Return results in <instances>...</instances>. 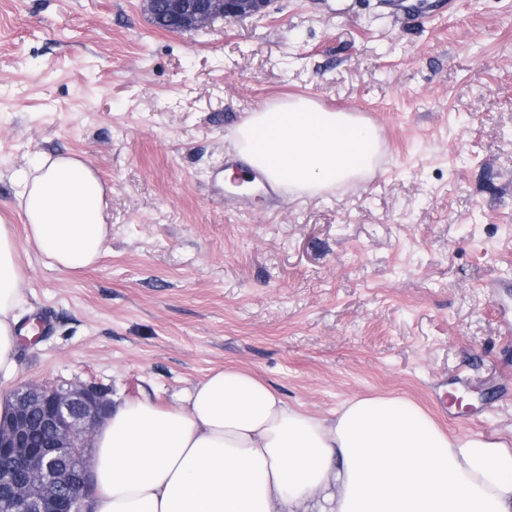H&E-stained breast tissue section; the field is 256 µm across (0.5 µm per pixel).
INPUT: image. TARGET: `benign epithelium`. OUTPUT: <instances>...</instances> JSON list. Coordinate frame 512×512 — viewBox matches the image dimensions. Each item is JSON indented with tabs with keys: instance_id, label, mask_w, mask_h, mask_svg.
Segmentation results:
<instances>
[{
	"instance_id": "1",
	"label": "benign epithelium",
	"mask_w": 512,
	"mask_h": 512,
	"mask_svg": "<svg viewBox=\"0 0 512 512\" xmlns=\"http://www.w3.org/2000/svg\"><path fill=\"white\" fill-rule=\"evenodd\" d=\"M271 0H146L177 32L217 21L263 17ZM12 415L0 422V509L3 512H88L90 441L112 410L110 392L95 384L24 383L11 392ZM47 443L34 448L35 431Z\"/></svg>"
}]
</instances>
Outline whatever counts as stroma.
I'll use <instances>...</instances> for the list:
<instances>
[{
    "mask_svg": "<svg viewBox=\"0 0 512 512\" xmlns=\"http://www.w3.org/2000/svg\"><path fill=\"white\" fill-rule=\"evenodd\" d=\"M293 97L367 111L384 162L317 196L215 193L246 112ZM60 154L106 189L80 274L25 244L12 182ZM0 224L22 323H50L17 383L165 405L235 367L315 416L398 397L512 440V0H273L184 33L143 0H0Z\"/></svg>",
    "mask_w": 512,
    "mask_h": 512,
    "instance_id": "35a3bbf8",
    "label": "stroma"
}]
</instances>
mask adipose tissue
Instances as JSON below:
<instances>
[{
  "instance_id": "obj_1",
  "label": "adipose tissue",
  "mask_w": 512,
  "mask_h": 512,
  "mask_svg": "<svg viewBox=\"0 0 512 512\" xmlns=\"http://www.w3.org/2000/svg\"><path fill=\"white\" fill-rule=\"evenodd\" d=\"M242 165L274 186L316 194L361 175L354 161L377 129L351 112L292 98L236 127ZM26 239L45 264L78 273L108 237L105 189L72 155L44 157L14 178ZM18 244L0 224L2 389L18 372L25 303ZM92 512H512V442L449 435L401 398L358 397L318 417L266 381L227 367L172 405L117 398L94 440Z\"/></svg>"
}]
</instances>
